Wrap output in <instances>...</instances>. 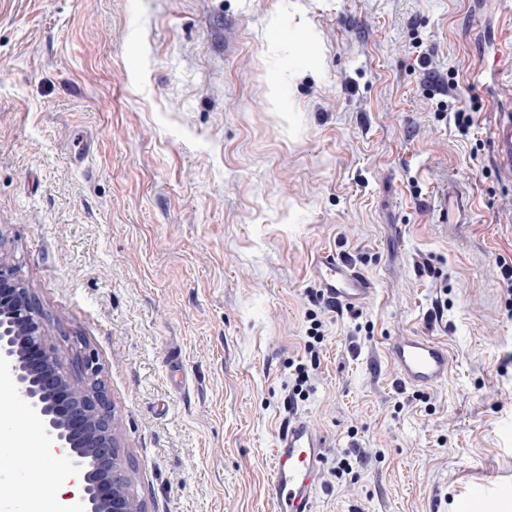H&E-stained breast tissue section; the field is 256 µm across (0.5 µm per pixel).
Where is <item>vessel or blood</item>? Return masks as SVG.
Masks as SVG:
<instances>
[{
	"label": "vessel or blood",
	"mask_w": 512,
	"mask_h": 512,
	"mask_svg": "<svg viewBox=\"0 0 512 512\" xmlns=\"http://www.w3.org/2000/svg\"><path fill=\"white\" fill-rule=\"evenodd\" d=\"M436 211L438 223L462 227L473 203L462 191L444 189L437 197ZM313 271L326 301L351 308L365 304L371 296L367 278L336 253L319 254ZM388 353L402 385L429 387L448 377V348L430 337H397L389 343ZM325 446V437L303 418L289 422L279 434L269 481L273 512H314ZM511 494L512 488L506 486L479 484L457 501L456 512H491Z\"/></svg>",
	"instance_id": "1"
}]
</instances>
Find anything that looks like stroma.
<instances>
[{"instance_id": "1", "label": "stroma", "mask_w": 512, "mask_h": 512, "mask_svg": "<svg viewBox=\"0 0 512 512\" xmlns=\"http://www.w3.org/2000/svg\"><path fill=\"white\" fill-rule=\"evenodd\" d=\"M511 42L512 0H0V251L61 364L102 365L147 512H272L297 417L327 441L315 512H455L512 482ZM450 77L466 135L436 106ZM447 185L474 200L460 235ZM323 251L364 306L318 303ZM413 334L447 345V380L396 385L387 344ZM4 456L0 496L42 495L37 447ZM436 211L438 224L462 227L470 218L473 203L464 192L443 188L437 197Z\"/></svg>"}]
</instances>
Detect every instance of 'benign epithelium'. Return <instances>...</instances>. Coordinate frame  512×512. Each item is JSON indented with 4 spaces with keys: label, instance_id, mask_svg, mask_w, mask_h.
<instances>
[{
    "label": "benign epithelium",
    "instance_id": "obj_1",
    "mask_svg": "<svg viewBox=\"0 0 512 512\" xmlns=\"http://www.w3.org/2000/svg\"><path fill=\"white\" fill-rule=\"evenodd\" d=\"M46 335V315L33 290L0 252V368L45 434L67 449L83 474L76 512H145L120 456L101 365L88 354L62 369Z\"/></svg>",
    "mask_w": 512,
    "mask_h": 512
}]
</instances>
